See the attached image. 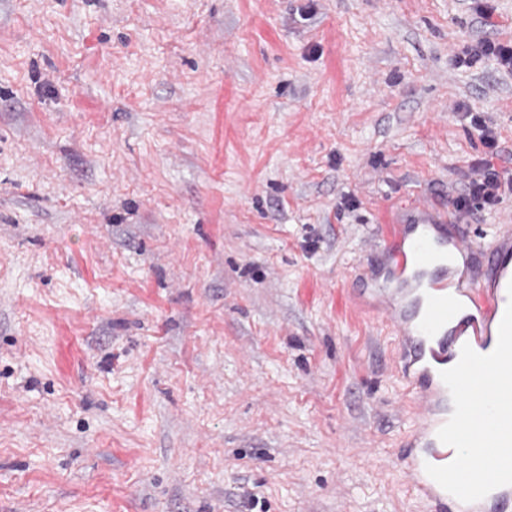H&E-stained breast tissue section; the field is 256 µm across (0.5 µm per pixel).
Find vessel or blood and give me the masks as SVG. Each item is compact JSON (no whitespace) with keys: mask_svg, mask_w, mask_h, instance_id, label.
Listing matches in <instances>:
<instances>
[{"mask_svg":"<svg viewBox=\"0 0 512 512\" xmlns=\"http://www.w3.org/2000/svg\"><path fill=\"white\" fill-rule=\"evenodd\" d=\"M454 217L416 220L413 227L391 222L383 236L382 254L388 278L402 290L416 295L417 303L396 306L385 317L396 336L411 346L401 355L398 369L406 394L418 405V419L407 433L401 467L411 488L428 512H512V485L494 489L484 498L465 503L445 491L426 472V465L443 466L455 457L454 449L442 443L437 433L449 420L453 402L440 373L456 364L463 345L480 354L491 353L508 301L512 283V242L499 234L475 229L473 235L489 236L486 262L471 267L468 286L459 289L454 269L436 272L448 253L468 254L470 236L453 231Z\"/></svg>","mask_w":512,"mask_h":512,"instance_id":"1","label":"vessel or blood"}]
</instances>
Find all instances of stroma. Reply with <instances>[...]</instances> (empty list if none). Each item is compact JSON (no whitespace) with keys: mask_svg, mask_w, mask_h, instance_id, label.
Here are the masks:
<instances>
[{"mask_svg":"<svg viewBox=\"0 0 512 512\" xmlns=\"http://www.w3.org/2000/svg\"><path fill=\"white\" fill-rule=\"evenodd\" d=\"M490 10L493 26L481 23ZM512 0H0V512H427L372 268L512 177ZM483 58L495 60L501 67L512 71V42L481 39L466 48L457 57L459 66H469ZM494 156H498V154L490 152L487 157L483 158L479 166L473 169L474 176L468 182V196L482 207L493 206L498 201L500 191L505 185L507 189L512 190L511 178L504 182L495 170L492 163Z\"/></svg>","mask_w":512,"mask_h":512,"instance_id":"1","label":"stroma"}]
</instances>
